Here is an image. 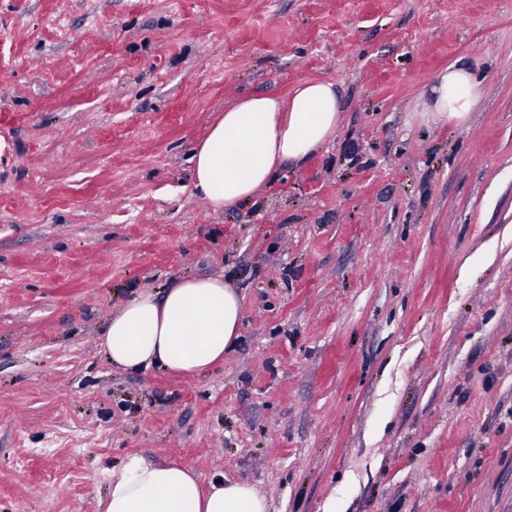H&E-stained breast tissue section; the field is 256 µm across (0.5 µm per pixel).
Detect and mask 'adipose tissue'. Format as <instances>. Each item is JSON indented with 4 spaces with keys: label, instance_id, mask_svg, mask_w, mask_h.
Instances as JSON below:
<instances>
[{
    "label": "adipose tissue",
    "instance_id": "ef3b65f1",
    "mask_svg": "<svg viewBox=\"0 0 512 512\" xmlns=\"http://www.w3.org/2000/svg\"><path fill=\"white\" fill-rule=\"evenodd\" d=\"M424 111L466 123L484 96L472 69L449 65L435 78ZM333 82L300 81L281 98H242L210 128L191 156L193 186L212 212L250 200L287 163L301 164L328 142L342 119ZM242 300L223 276L181 280L162 292L143 290L113 311L102 345L126 371L158 366L185 377L224 361L239 335ZM103 512H269L265 496L245 482L202 485L192 469L128 455L106 472Z\"/></svg>",
    "mask_w": 512,
    "mask_h": 512
}]
</instances>
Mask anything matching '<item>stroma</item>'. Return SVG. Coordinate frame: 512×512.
Segmentation results:
<instances>
[{"label": "stroma", "mask_w": 512, "mask_h": 512, "mask_svg": "<svg viewBox=\"0 0 512 512\" xmlns=\"http://www.w3.org/2000/svg\"><path fill=\"white\" fill-rule=\"evenodd\" d=\"M475 69L469 121L420 112ZM335 83L302 166L215 213L224 109ZM223 275L222 365H112L142 289ZM132 452L269 512H512V0H0V512H99Z\"/></svg>", "instance_id": "1"}]
</instances>
